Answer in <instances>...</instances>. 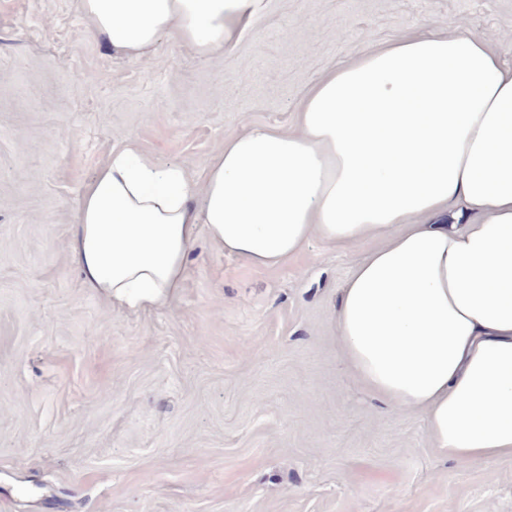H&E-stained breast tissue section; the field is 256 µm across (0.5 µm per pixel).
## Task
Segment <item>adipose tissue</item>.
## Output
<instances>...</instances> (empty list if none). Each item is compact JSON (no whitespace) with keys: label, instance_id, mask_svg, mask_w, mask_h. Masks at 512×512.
I'll return each instance as SVG.
<instances>
[{"label":"adipose tissue","instance_id":"adipose-tissue-1","mask_svg":"<svg viewBox=\"0 0 512 512\" xmlns=\"http://www.w3.org/2000/svg\"><path fill=\"white\" fill-rule=\"evenodd\" d=\"M262 5L81 0L90 32L128 56L163 36L214 54ZM298 127H246L200 182L128 139L78 202L84 286L121 310L162 307L202 233L258 268L314 236L371 243L335 307L353 376L387 405L422 411L449 459L512 457V69L465 27L364 45L313 85ZM453 205L479 221L440 223Z\"/></svg>","mask_w":512,"mask_h":512}]
</instances>
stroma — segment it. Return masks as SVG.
Here are the masks:
<instances>
[{"label":"stroma","mask_w":512,"mask_h":512,"mask_svg":"<svg viewBox=\"0 0 512 512\" xmlns=\"http://www.w3.org/2000/svg\"><path fill=\"white\" fill-rule=\"evenodd\" d=\"M468 27L512 67V0H264L236 46L90 35L80 0H0V512H512V458L442 456L336 346L367 252L311 238L263 269L199 237L163 308L82 284L79 198L127 138L203 180L248 125L296 131L360 42Z\"/></svg>","instance_id":"stroma-1"}]
</instances>
